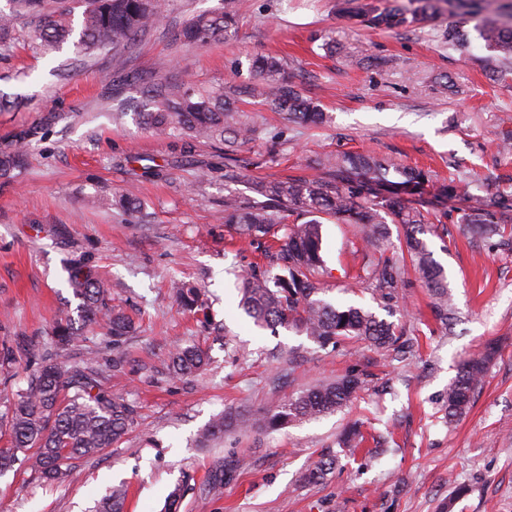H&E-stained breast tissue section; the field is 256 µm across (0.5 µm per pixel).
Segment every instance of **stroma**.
I'll return each mask as SVG.
<instances>
[{"mask_svg":"<svg viewBox=\"0 0 512 512\" xmlns=\"http://www.w3.org/2000/svg\"><path fill=\"white\" fill-rule=\"evenodd\" d=\"M224 0H166L154 30L127 55L123 98L139 104L137 77L247 86L251 58H283L305 97L328 116L314 127L261 109L274 143L239 147L243 183L224 181V151L205 141L156 137L138 117L115 121L108 50L82 55L75 42L37 46L19 18L0 52V92L19 98L0 109V148L30 140L25 167L0 178V349L17 362L0 374V399L25 388L28 351L48 343L61 313L77 316L68 264L84 258L112 281L113 304L136 329L124 339L121 368L106 328L62 352L94 361L109 390L138 410L129 433L99 454L74 460L71 477L40 481L30 470L0 476V512H92L108 488L124 484L125 512H162L182 488L180 512H512V245L474 241L462 225H439L428 243L448 273L458 321L446 331L414 271L391 307L376 299L364 265L371 248L355 227L323 224L325 268L317 279L333 299L374 312L402 329L407 356L353 341L321 348L279 327L259 329L239 308L242 268L264 267L263 246L242 244L222 218L224 196L248 181L315 176L329 153H367L446 179L470 176V194L512 193V59L493 57L473 24L448 42L447 15L392 31L343 17L335 0H238L229 41L187 49L178 26ZM134 185L140 208L118 212L112 197ZM203 292L207 317L185 312L170 283ZM199 344L205 369L172 377L167 356ZM497 353L466 414L446 418L448 383L461 360ZM354 374L363 382L341 412L277 431L228 430L208 444L199 431L225 409L262 413L310 386ZM359 423L363 441L339 440ZM335 458L324 481L300 483L312 462ZM224 486L209 489L216 461Z\"/></svg>","mask_w":512,"mask_h":512,"instance_id":"35a3bbf8","label":"stroma"}]
</instances>
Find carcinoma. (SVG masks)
I'll return each instance as SVG.
<instances>
[{"instance_id":"obj_1","label":"carcinoma","mask_w":512,"mask_h":512,"mask_svg":"<svg viewBox=\"0 0 512 512\" xmlns=\"http://www.w3.org/2000/svg\"><path fill=\"white\" fill-rule=\"evenodd\" d=\"M441 0H411L410 7L384 10L372 0H339L341 13L378 29L419 23L437 9ZM448 14L464 21L476 20L475 28L485 47L512 58V21L485 10L477 0H446ZM49 0H10L9 10H0V44L11 39L16 19L31 18L40 31L41 44L54 48L72 35L71 9L50 8ZM83 8L79 39L81 50L92 53L112 49L116 72L123 71L126 52L147 36L160 16L164 0H78ZM237 29L235 0H224V10L198 14L178 37L191 47L227 39ZM288 64L275 56L253 61L256 81L242 91L238 87L190 86L172 80L140 79V93L149 111L140 113L157 135L181 136L219 142L225 150L262 134V129L244 119L236 98L245 92L253 99L283 114L284 119H302L321 124L326 114L288 80ZM27 157V142L19 140L0 151V178L8 179ZM318 165L323 175L314 179L287 177L249 182L250 196H224V223L234 226L246 239L272 238L277 243L269 255V268L252 270L239 277V306L260 327H284L307 336L320 347L345 340L365 341L376 348L407 352L411 349L404 333L375 313L353 305L341 306L326 298L314 276L323 264L322 224L332 219L360 226L364 241L376 246L384 238V224L391 221L403 230L402 247L422 281L434 296L433 309L448 327L455 309L448 296V277L433 259L425 235L432 225L451 218L479 238L498 236L512 242V198L494 202L461 192L459 180L450 176L438 194L427 197L424 190L433 175L423 169L407 168L392 160L370 154H330ZM405 269L390 258H369L368 279L379 298H396L404 283ZM69 283L80 299L82 327L104 324L112 336V348L133 330L125 312L107 303L110 285L81 262L70 269ZM176 300L188 312H205L203 292L195 285L176 279ZM81 327L70 315L60 318L52 341L58 348L78 340ZM38 367L28 376L26 388L18 391L6 416L0 415L9 435V447L0 448V474L25 465L39 477L58 480L70 473V461L100 453L118 442L132 428L137 410L126 397L115 395L101 384V373L93 364L61 365L47 350L37 352ZM490 355L465 360L448 383V421L465 411L487 369ZM207 355L188 344L171 352L168 368L176 376L191 375L206 365ZM359 389L356 377L306 389L262 415L227 411L202 433L206 441L229 428L263 426L281 429L332 414L350 402ZM335 464L333 458L318 460L301 481L317 483ZM125 491L112 487L97 512H123Z\"/></svg>"}]
</instances>
